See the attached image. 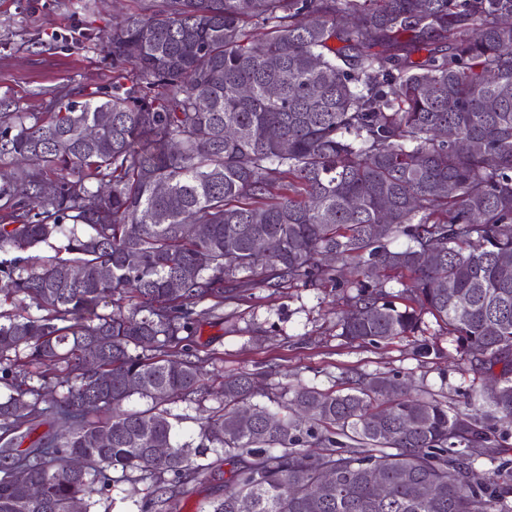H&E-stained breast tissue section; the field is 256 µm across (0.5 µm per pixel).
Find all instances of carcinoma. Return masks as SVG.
I'll use <instances>...</instances> for the list:
<instances>
[{"instance_id":"cac0c4a2","label":"carcinoma","mask_w":512,"mask_h":512,"mask_svg":"<svg viewBox=\"0 0 512 512\" xmlns=\"http://www.w3.org/2000/svg\"><path fill=\"white\" fill-rule=\"evenodd\" d=\"M506 17L512 0H139L102 36L112 93L1 112L0 298L36 313L0 312V512H90L94 494L146 481L142 512H173L216 471L210 450L230 469L202 512H512V487L490 489L472 467L492 457L496 425H512ZM43 245L54 255L33 261ZM391 272L408 274L402 307ZM298 282L346 289L356 315L337 326L350 341L408 336L431 314L472 362L501 367L498 390L465 413L360 376L273 409L241 373L224 379L198 444L175 441L166 404L205 393L185 345L197 306ZM26 366L62 395L45 400ZM134 396L147 407L125 408ZM47 421L65 434H36ZM23 473L40 496L22 493Z\"/></svg>"}]
</instances>
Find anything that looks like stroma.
<instances>
[{
  "instance_id": "35a3bbf8",
  "label": "stroma",
  "mask_w": 512,
  "mask_h": 512,
  "mask_svg": "<svg viewBox=\"0 0 512 512\" xmlns=\"http://www.w3.org/2000/svg\"><path fill=\"white\" fill-rule=\"evenodd\" d=\"M112 9L84 11L80 0H0V112H42L64 95L84 100L112 89V55L97 34L110 27ZM192 346L203 356L204 381L212 394L170 404L178 441L196 437L203 418L219 409L225 376L262 374L265 393L313 387L339 392L349 378L394 375L412 391L427 392L459 410L493 383L458 348L447 327L423 314L418 331L380 344L342 337L337 319L346 313L342 289L297 284L258 288L212 309L198 307ZM496 462L475 463L479 477L512 485V426L494 432ZM148 486L121 482L96 496L94 512H138Z\"/></svg>"
}]
</instances>
